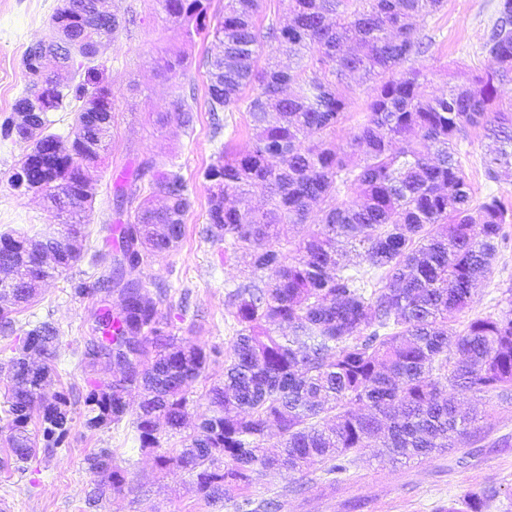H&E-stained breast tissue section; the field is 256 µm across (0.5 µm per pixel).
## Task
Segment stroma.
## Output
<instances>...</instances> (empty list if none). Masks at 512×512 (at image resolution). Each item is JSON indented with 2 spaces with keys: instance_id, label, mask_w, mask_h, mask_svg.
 <instances>
[{
  "instance_id": "stroma-1",
  "label": "stroma",
  "mask_w": 512,
  "mask_h": 512,
  "mask_svg": "<svg viewBox=\"0 0 512 512\" xmlns=\"http://www.w3.org/2000/svg\"><path fill=\"white\" fill-rule=\"evenodd\" d=\"M58 2L0 0V123L11 117L15 100L29 83L22 55L50 35L49 20ZM109 2L128 24L97 55L114 93V122L108 150L88 171L92 203L83 257L66 274L44 283L30 304L14 308L13 334L0 335V500L12 502V512H219L187 474L161 469L155 450H137L128 422L86 425V394L93 384L110 382L114 373L105 360L91 364L84 357L87 322L97 306L87 290L101 272L93 256L104 258L116 249L120 229L134 209L132 203L121 201L118 187L131 180L146 186V179L135 173L147 159L157 170L180 174L191 197L184 236L175 249L153 258L137 275L170 319L171 334L212 352L204 377L189 388L192 417L205 414L206 393L224 378L234 335L225 291L247 281L250 270L244 258L225 259L223 243L201 233L208 210L203 172L224 144L238 150L248 147L250 117L243 110L230 112L225 127L218 130L213 125L205 66L216 51L211 37L186 34L157 10L154 0ZM494 5L495 0H445L440 12L421 22V32L433 41L425 61L431 91L445 92L490 69L483 44L495 20ZM179 92L193 109L189 130L160 120ZM458 151L474 199L494 193L512 207V184L485 178L487 142L482 132L469 131ZM21 156L19 144L0 137V230L32 233L57 218L42 195L10 186L8 177ZM511 289L512 243L500 248L491 274L478 283L471 307L456 317L455 328L505 310ZM41 321L52 322L60 331L54 387L70 395L68 433L61 447L38 451L27 462L14 464L7 445L9 367L25 332ZM458 404L461 412L480 413L476 430L459 448L398 462L365 448L354 455L349 475L339 485H329L320 467L312 465L301 474V492L289 491V479L271 473L247 495L255 502L279 499L280 512H446L464 491L494 489L498 495L488 512H512V399L466 393L459 395ZM102 448L111 450L114 465L126 469L127 483L121 491L106 492L100 506L91 509L86 497L93 480L85 459Z\"/></svg>"
}]
</instances>
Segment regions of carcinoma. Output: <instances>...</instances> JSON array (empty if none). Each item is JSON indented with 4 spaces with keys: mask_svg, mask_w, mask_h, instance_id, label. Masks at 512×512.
Here are the masks:
<instances>
[{
    "mask_svg": "<svg viewBox=\"0 0 512 512\" xmlns=\"http://www.w3.org/2000/svg\"><path fill=\"white\" fill-rule=\"evenodd\" d=\"M155 2L186 31L205 29L219 43L207 59L209 111L243 105L251 117L249 147L224 146L204 172L203 228L225 243V255L249 258L251 278L228 292L236 333L224 380L206 394L209 415L190 429L188 389L211 353L167 334L156 302L127 277L184 234L188 186L176 173H157L125 225L121 257L99 280L120 303L95 313L86 355L111 361L120 376L86 398L87 426L120 423L129 397L142 393L131 420L139 449L180 438L183 448L158 456L160 466L187 473L209 503L235 512L252 505L238 498L268 473L292 479L318 464L334 484L363 448L411 459L454 447L476 421L458 415V394L512 390V309L452 327L512 222L497 195L472 205L456 150L467 130L483 131L494 144L487 178L512 183V104L500 98L512 86V0H498L484 43L493 67L442 96L427 93L428 73L413 63L432 47L418 21L443 0H286L290 21L272 22L263 34L254 24L262 0H226L211 27L207 0ZM50 27L54 40L22 57L29 85L13 112L28 113L29 124L10 117L0 133L23 146L11 186L44 192L65 218L59 239L0 232V274L11 279L0 284V299L16 306L37 295L32 281L80 261L68 241L86 237L91 195L74 150L95 141L106 151L112 128L114 95L90 48L112 39L122 18L102 11V0H60ZM265 40L295 67L259 66ZM352 73L370 83L367 107L338 148L336 129L351 107L341 84ZM247 87L256 93L244 99ZM73 100L82 105L63 141L49 131V113ZM163 121L188 127L192 108L179 96ZM256 186L266 191L258 208L249 204ZM310 221L316 230L281 243L280 226ZM341 250L359 261L341 263ZM58 344V328L41 322L25 332L13 359L8 445L18 463L64 441L68 400L48 392ZM31 351L40 357L36 366ZM37 409L39 439L28 431ZM272 424L281 437L276 455L265 451ZM85 462L94 476L91 500L125 485L111 451ZM492 497L469 491L448 512H487Z\"/></svg>",
    "mask_w": 512,
    "mask_h": 512,
    "instance_id": "obj_1",
    "label": "carcinoma"
}]
</instances>
